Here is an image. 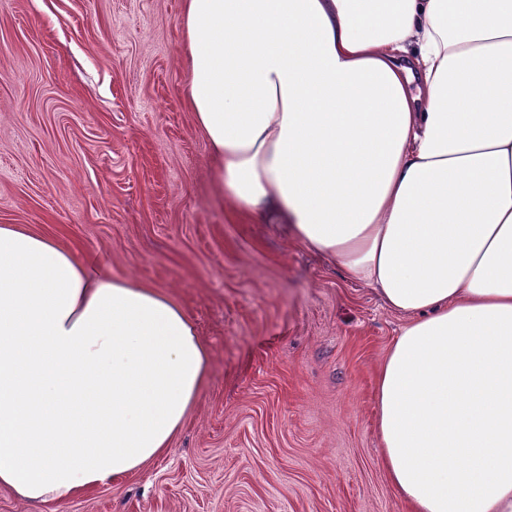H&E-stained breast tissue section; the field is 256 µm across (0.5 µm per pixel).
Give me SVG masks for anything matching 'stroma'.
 Masks as SVG:
<instances>
[{
	"instance_id": "obj_1",
	"label": "stroma",
	"mask_w": 512,
	"mask_h": 512,
	"mask_svg": "<svg viewBox=\"0 0 512 512\" xmlns=\"http://www.w3.org/2000/svg\"><path fill=\"white\" fill-rule=\"evenodd\" d=\"M183 0H0V224L166 291L210 351L168 452L0 512H409L377 372L407 315L220 193L186 90Z\"/></svg>"
}]
</instances>
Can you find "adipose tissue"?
I'll return each instance as SVG.
<instances>
[{
	"label": "adipose tissue",
	"instance_id": "obj_1",
	"mask_svg": "<svg viewBox=\"0 0 512 512\" xmlns=\"http://www.w3.org/2000/svg\"><path fill=\"white\" fill-rule=\"evenodd\" d=\"M187 96L236 210L408 315L377 375L411 512H512V0H185ZM209 351L165 291L0 224V486L163 454Z\"/></svg>",
	"mask_w": 512,
	"mask_h": 512
}]
</instances>
